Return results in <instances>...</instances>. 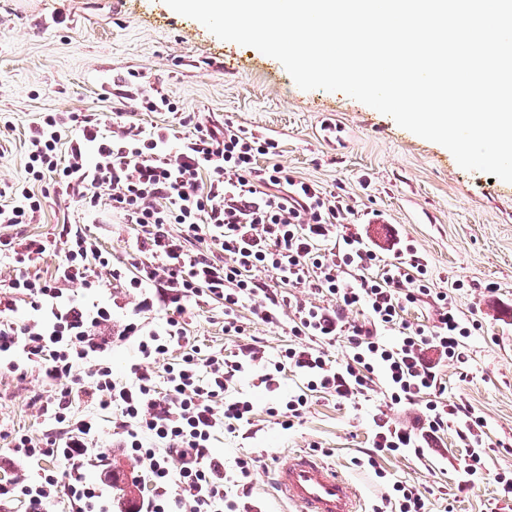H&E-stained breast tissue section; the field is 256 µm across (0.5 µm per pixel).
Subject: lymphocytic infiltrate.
<instances>
[{"label": "lymphocytic infiltrate", "mask_w": 512, "mask_h": 512, "mask_svg": "<svg viewBox=\"0 0 512 512\" xmlns=\"http://www.w3.org/2000/svg\"><path fill=\"white\" fill-rule=\"evenodd\" d=\"M275 149V143L229 122L198 123L189 131L144 130L119 111L108 122L79 125L63 112H43L32 122L25 176L13 187L12 200L0 205V224L29 223L41 209L32 185L48 179L83 210L136 225L138 233L130 264L116 265L81 225L60 224L63 259L49 273L38 267L44 240L0 237V253L16 267L0 287V369L21 379L39 370L53 392L42 407L50 424L42 439L18 432L7 450L10 464L48 459L52 465L1 482V506L18 502L24 512H51L64 497L73 512H111L106 491L114 476L98 437V415L106 412L114 417L116 447L145 466L153 485L133 512H238L229 489L249 490L254 460L236 458L230 477L210 448L216 430L232 433L250 423L254 406L226 392L246 371L266 391H276L277 375L288 367L305 378L306 390L268 408L284 428L300 417L309 393L325 390L352 400L380 374L391 404L418 403L422 410L415 428L375 419L364 466L376 467L380 453L422 454L424 443L453 421L469 450L464 472L477 474L483 422L468 405L446 398L439 370L441 361L463 359L471 321L453 308L447 293L432 291L428 263L413 244L394 238L393 260L383 259L348 225L352 207L288 173L274 162ZM263 156L269 159L264 166L258 163ZM260 270L270 281L257 278ZM76 282L86 289H127L136 297L131 317L116 327L111 307H87L65 296L64 285ZM298 288L328 294L335 303L298 299ZM430 295L437 305L432 324L405 321L404 313ZM22 297L38 316L20 324L12 313ZM211 303L223 309L225 331L236 333L242 330V304L272 325L291 308L290 333L299 342L276 356L252 342L231 362L202 353L190 343L184 317L191 307ZM355 309L361 322L346 317ZM154 310L164 315L157 328L139 319ZM392 327L396 341L382 342V331ZM341 336L351 345L343 365L328 351ZM130 339L138 359L129 378L118 381L106 355L115 342ZM176 347L183 355L168 362ZM87 363L88 390L80 382ZM84 400L92 413L77 412ZM92 461L100 466L94 482L84 473Z\"/></svg>", "instance_id": "f902f5d3"}]
</instances>
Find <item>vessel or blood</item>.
Instances as JSON below:
<instances>
[{
  "label": "vessel or blood",
  "instance_id": "obj_1",
  "mask_svg": "<svg viewBox=\"0 0 512 512\" xmlns=\"http://www.w3.org/2000/svg\"><path fill=\"white\" fill-rule=\"evenodd\" d=\"M277 490L298 512H361L349 481L315 454L300 452L277 467Z\"/></svg>",
  "mask_w": 512,
  "mask_h": 512
}]
</instances>
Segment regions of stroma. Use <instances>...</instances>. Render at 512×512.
I'll use <instances>...</instances> for the list:
<instances>
[{
	"label": "stroma",
	"mask_w": 512,
	"mask_h": 512,
	"mask_svg": "<svg viewBox=\"0 0 512 512\" xmlns=\"http://www.w3.org/2000/svg\"><path fill=\"white\" fill-rule=\"evenodd\" d=\"M130 72L176 101L177 111H142L113 83ZM113 110L145 129L177 126L198 114L207 124L229 121L273 140L277 162L293 176L334 191L358 215L379 212L380 223L360 225V232L383 247L393 230L411 241L435 288L449 291L461 315L479 323L466 340L464 362L440 364L447 396L471 406L484 424L477 479L463 483L467 450L452 430L423 456L384 453L377 469L356 465L369 449L375 418L410 426L418 413L390 405L382 378L351 401L324 390L310 393L300 419L286 430L267 413L271 394L246 373L230 392L253 402L252 422L217 434L213 451L228 465L243 454L254 458L250 502L262 512H293L272 487V472L290 455L319 447L368 510L391 482L401 481L422 494L427 512H512V499L501 497L497 483L512 476V183L463 170L442 145L343 93L300 89L277 59L219 39L165 0H126L118 13L112 0H0V191L24 177L27 132L39 113L96 119ZM328 114L347 132L341 146H325L318 137ZM34 190L41 212L29 224H0V235L47 240L41 270L52 271L63 257L55 236L66 219L84 225L113 262L129 259L135 225L79 210L52 185ZM238 316L242 333H228L217 305L191 308L185 316L191 343L231 360L255 340L273 354L296 342L289 334L292 313L277 325L254 320L245 307ZM48 395L38 372L23 379L0 374V453L11 433L42 437L47 425L40 403ZM111 467L120 475L117 502L149 494L147 472L134 458L113 450Z\"/></svg>",
	"instance_id": "35a3bbf8"
}]
</instances>
